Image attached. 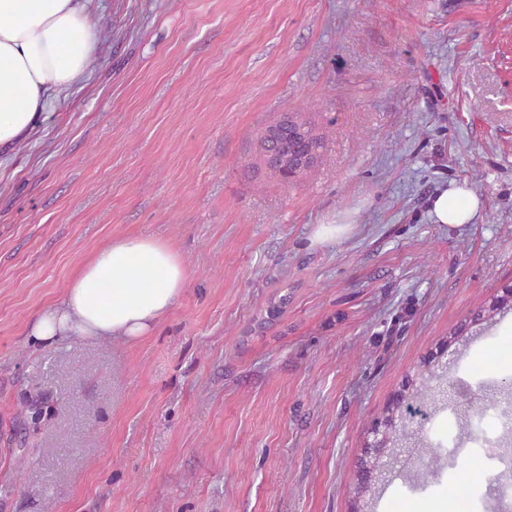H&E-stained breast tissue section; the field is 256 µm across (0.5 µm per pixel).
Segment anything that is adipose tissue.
<instances>
[{
    "label": "adipose tissue",
    "mask_w": 512,
    "mask_h": 512,
    "mask_svg": "<svg viewBox=\"0 0 512 512\" xmlns=\"http://www.w3.org/2000/svg\"><path fill=\"white\" fill-rule=\"evenodd\" d=\"M96 25L87 0H0V154L46 119L56 92L83 83ZM481 201L456 187L440 193V224H466ZM187 271L172 247L131 235L99 247L77 270L62 301L36 319L31 336L51 345L71 337L135 339L146 335L180 298Z\"/></svg>",
    "instance_id": "1"
}]
</instances>
